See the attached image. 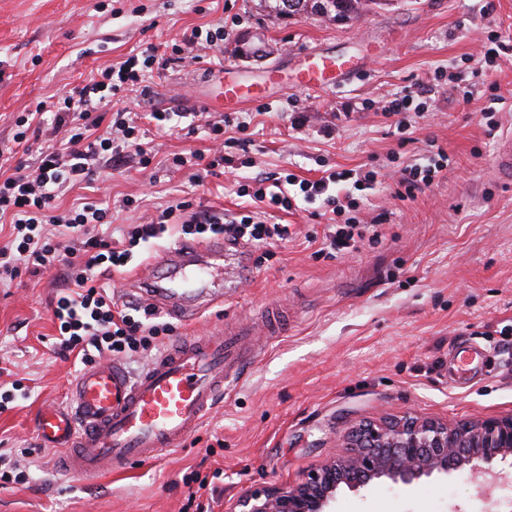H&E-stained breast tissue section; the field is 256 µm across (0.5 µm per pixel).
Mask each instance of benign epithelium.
Instances as JSON below:
<instances>
[{
    "label": "benign epithelium",
    "instance_id": "7a95c632",
    "mask_svg": "<svg viewBox=\"0 0 512 512\" xmlns=\"http://www.w3.org/2000/svg\"><path fill=\"white\" fill-rule=\"evenodd\" d=\"M343 455L286 490L272 488L242 498L240 512H332L337 492L373 482L408 485L455 471L482 472L490 486L512 480L492 463L512 458V417L450 425L410 415L362 421L344 437Z\"/></svg>",
    "mask_w": 512,
    "mask_h": 512
}]
</instances>
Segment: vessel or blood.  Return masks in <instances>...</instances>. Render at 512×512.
<instances>
[{"instance_id":"vessel-or-blood-1","label":"vessel or blood","mask_w":512,"mask_h":512,"mask_svg":"<svg viewBox=\"0 0 512 512\" xmlns=\"http://www.w3.org/2000/svg\"><path fill=\"white\" fill-rule=\"evenodd\" d=\"M298 85L324 88L354 77L357 67L336 54L314 50L303 54ZM227 66L211 63L198 83L206 87L208 109L231 111L267 98L264 83L241 76L226 80ZM495 175L512 184V134L500 137ZM164 276H150L144 294L159 308L187 314L193 306L223 302L241 279L224 258L220 241L202 246L182 242L159 260ZM251 328L182 340L158 354L139 375L122 364L85 368L73 384L72 406L48 409L38 417L39 438L62 448L60 469L86 478L115 472L133 460H144L178 446L201 423L217 397L234 387L242 368L253 361Z\"/></svg>"}]
</instances>
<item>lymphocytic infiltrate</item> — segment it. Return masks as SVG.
<instances>
[{
	"label": "lymphocytic infiltrate",
	"mask_w": 512,
	"mask_h": 512,
	"mask_svg": "<svg viewBox=\"0 0 512 512\" xmlns=\"http://www.w3.org/2000/svg\"><path fill=\"white\" fill-rule=\"evenodd\" d=\"M223 30L203 32L200 27L184 31L173 45V58L158 55L155 47L105 67L98 76L38 102L33 111L17 117L13 141L28 144L41 139L42 144L31 163L10 164L0 150V169L9 174L0 181V217L9 219V239L0 246V282L13 281L22 273L32 275L66 267L67 284L57 292L52 306V321L58 329L53 344L60 358L70 357L90 363L96 359L150 351L154 339L170 334L173 327L161 321L155 308L135 305L133 311L119 308L112 291L101 284L97 271L102 267L127 265L140 244L163 238L169 224H181L184 234L197 238L221 237L257 247L292 239L286 224L264 220L226 218L213 209H194L181 201L159 211L145 224L123 230L120 240H113L106 227L111 220L97 203L59 211L56 201L77 184L88 179L101 160L120 161L138 157L141 167L152 162L151 150L138 137V115L134 112H110L118 93L138 82L143 72L165 69L169 61H199L202 45L213 46L223 40ZM450 157L443 148L428 150L421 160L404 164L399 170L397 199H413L431 187L448 167ZM378 173L374 168L327 171L315 180L287 174L252 179L250 196L266 207L285 213L297 206V198L321 200L330 224L325 236L327 257L359 251L369 225L355 217L353 198H339L332 185L353 181L355 186L373 185Z\"/></svg>",
	"instance_id": "1"
}]
</instances>
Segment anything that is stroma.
<instances>
[{
	"label": "stroma",
	"instance_id": "35a3bbf8",
	"mask_svg": "<svg viewBox=\"0 0 512 512\" xmlns=\"http://www.w3.org/2000/svg\"><path fill=\"white\" fill-rule=\"evenodd\" d=\"M144 14H135V6ZM223 27L212 60L252 76L277 71L262 103L236 112L247 127L227 152L241 166L220 177L193 179L172 157L207 152V128L192 135L155 125L144 128L153 149L148 168L100 166L111 199L133 205L114 210L113 232L147 221L157 209L190 201L237 216L256 205L239 196L255 176L290 172L314 179L328 169L371 164L374 189L356 194L359 216L379 213L378 238L359 252L317 257L307 236H322L324 221L300 209L275 220L300 235L266 248H249L239 293L224 305L172 318L173 336L189 338L235 325L255 327L260 352L238 385L219 399L199 428L175 450L129 463L88 481L61 474L57 463L33 461L24 484L0 486V512H239L242 496L289 487L341 453L347 429L359 421L410 414L448 423L512 417V358L499 331L512 330V186L494 176L497 140L486 133L490 96L505 98L498 117L512 130V56L486 70L477 36L512 45V0H391L349 23L318 16L267 15L258 0H0V147L12 143L14 118L26 106L78 85L92 71L155 45L170 52L177 34ZM262 39L267 57L245 59L242 35ZM328 47L359 63L350 81L331 89L294 86L300 48ZM198 66L153 72L148 93L127 92L119 108L138 113L183 111L176 94L202 109ZM474 75L469 98L456 80ZM429 93L412 116L420 140H438L451 157L432 187L399 202L392 192L400 145L376 105L416 85ZM171 240L137 247L114 273L113 299L139 300L140 286ZM60 271L0 286V363L27 381L28 399L0 414V448H36L38 414L72 404L82 364L55 355L50 302L63 287ZM288 313L282 334L267 333L264 312ZM208 488L192 502L196 484ZM503 495L487 497L469 472L421 479L411 486L382 483L341 489L333 512H512Z\"/></svg>",
	"mask_w": 512,
	"mask_h": 512
}]
</instances>
